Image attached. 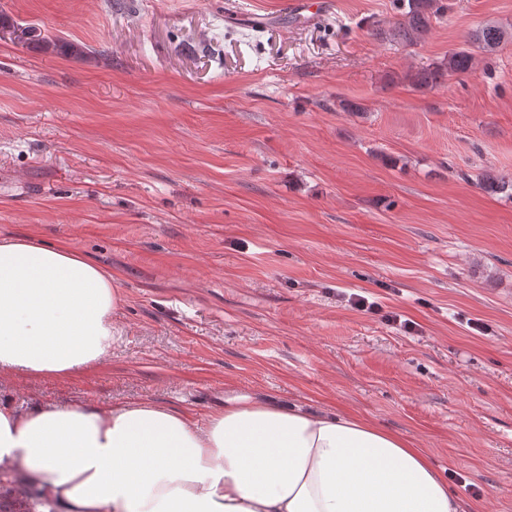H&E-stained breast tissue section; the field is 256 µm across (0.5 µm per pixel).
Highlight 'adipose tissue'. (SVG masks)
Here are the masks:
<instances>
[{"mask_svg":"<svg viewBox=\"0 0 512 512\" xmlns=\"http://www.w3.org/2000/svg\"><path fill=\"white\" fill-rule=\"evenodd\" d=\"M110 271L67 245L0 240V373L60 379L112 349ZM0 472L62 512H462L422 449L350 411L250 395L206 425L151 400L0 399Z\"/></svg>","mask_w":512,"mask_h":512,"instance_id":"obj_1","label":"adipose tissue"}]
</instances>
